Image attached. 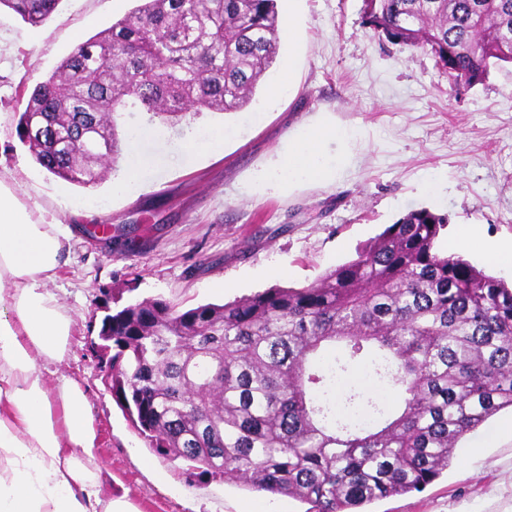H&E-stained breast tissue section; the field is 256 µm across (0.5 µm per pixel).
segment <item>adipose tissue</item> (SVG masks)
<instances>
[{
	"label": "adipose tissue",
	"instance_id": "adipose-tissue-1",
	"mask_svg": "<svg viewBox=\"0 0 512 512\" xmlns=\"http://www.w3.org/2000/svg\"><path fill=\"white\" fill-rule=\"evenodd\" d=\"M355 138L316 118L289 139L270 179L280 187L334 182L354 163ZM329 140L338 146L331 158L322 152ZM70 232L32 221L0 187V512H135L94 468L97 431L80 384L47 381L38 368L62 360L71 334V319L48 288ZM447 249H474L485 263L512 270V242L481 243L473 224L458 225Z\"/></svg>",
	"mask_w": 512,
	"mask_h": 512
}]
</instances>
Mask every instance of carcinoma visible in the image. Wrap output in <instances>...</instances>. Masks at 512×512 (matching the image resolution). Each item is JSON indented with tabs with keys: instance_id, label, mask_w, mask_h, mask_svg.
I'll use <instances>...</instances> for the list:
<instances>
[{
	"instance_id": "cac0c4a2",
	"label": "carcinoma",
	"mask_w": 512,
	"mask_h": 512,
	"mask_svg": "<svg viewBox=\"0 0 512 512\" xmlns=\"http://www.w3.org/2000/svg\"><path fill=\"white\" fill-rule=\"evenodd\" d=\"M60 0H0L37 27ZM367 25L429 51L457 88L512 64V0H363ZM278 0H138L39 82L17 132L52 175L91 187L121 150L116 114L180 121L245 108L279 48ZM447 218L414 209L303 288L222 305L146 298L106 314L112 398L149 447L193 469L310 505L360 512L419 491L469 433L512 410V288L437 249ZM342 343L346 356L323 353ZM400 391L393 415L361 391L336 414V374L365 346Z\"/></svg>"
}]
</instances>
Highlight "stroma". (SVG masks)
<instances>
[{
    "label": "stroma",
    "instance_id": "1",
    "mask_svg": "<svg viewBox=\"0 0 512 512\" xmlns=\"http://www.w3.org/2000/svg\"><path fill=\"white\" fill-rule=\"evenodd\" d=\"M133 0H61L39 27L0 9V183L43 224L72 231L50 285L73 322L69 349L51 370L84 389L98 431L99 463L114 495L138 512H243L262 493L219 475L193 474L159 455L133 427L102 381L96 346L107 310L145 298L178 307L223 304L279 285L300 288L356 256L409 210L428 208L449 224L477 225L483 239H512V66H490L483 83L455 89L426 50L395 45L365 25L362 0H280L292 39L242 111L204 113L166 124L121 112L122 149L94 187L70 185L43 169L16 127L30 93L73 49L123 18ZM293 75L297 90L269 101L272 84ZM353 129L356 165L330 185L253 189L256 175L315 114ZM225 128L221 151L182 150L194 132ZM133 172L138 192L112 193ZM438 181L422 193L424 177ZM287 269L270 275L273 265ZM225 283L215 292L213 283ZM512 418L480 427L497 439L471 463L453 459L422 491L371 504L370 512H445L504 482L484 512H512Z\"/></svg>",
    "mask_w": 512,
    "mask_h": 512
}]
</instances>
